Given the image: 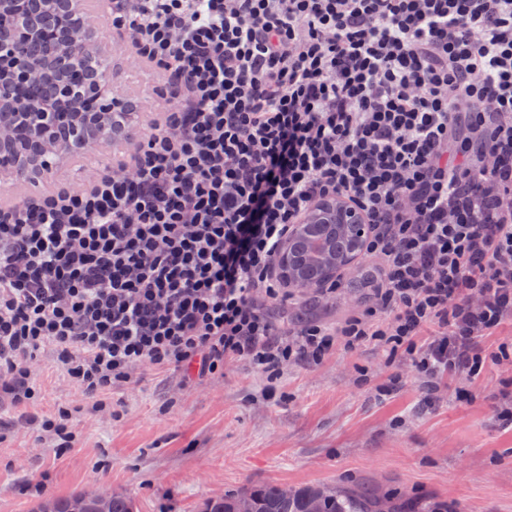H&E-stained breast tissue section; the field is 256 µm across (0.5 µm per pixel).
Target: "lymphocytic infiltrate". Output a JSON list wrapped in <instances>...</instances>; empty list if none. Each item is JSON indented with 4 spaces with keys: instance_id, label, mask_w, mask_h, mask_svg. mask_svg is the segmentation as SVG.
<instances>
[{
    "instance_id": "obj_1",
    "label": "lymphocytic infiltrate",
    "mask_w": 512,
    "mask_h": 512,
    "mask_svg": "<svg viewBox=\"0 0 512 512\" xmlns=\"http://www.w3.org/2000/svg\"><path fill=\"white\" fill-rule=\"evenodd\" d=\"M162 75L160 122L87 179L0 206V401L52 355L88 397L150 365L268 377L365 347L435 382L512 357V0H112ZM370 223L378 270L340 325L276 324L278 244L318 199Z\"/></svg>"
}]
</instances>
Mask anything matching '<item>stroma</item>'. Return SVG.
Listing matches in <instances>:
<instances>
[{"mask_svg":"<svg viewBox=\"0 0 512 512\" xmlns=\"http://www.w3.org/2000/svg\"><path fill=\"white\" fill-rule=\"evenodd\" d=\"M372 266L362 257L334 300L296 292L289 315L341 322L361 309ZM35 372L41 393L28 412L68 409L76 440L54 447L0 409V512L103 489L131 497L137 512H201L208 498L264 483L367 485L443 501L449 512H512V426L493 406L512 391L511 362L484 374L471 404L454 396L465 376H448L432 406L420 378L369 347L275 381L231 363L181 390L174 375L147 367L137 385L112 389L103 410L52 358Z\"/></svg>","mask_w":512,"mask_h":512,"instance_id":"obj_1","label":"stroma"}]
</instances>
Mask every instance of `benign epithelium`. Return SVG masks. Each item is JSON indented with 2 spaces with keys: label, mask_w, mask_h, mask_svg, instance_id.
Returning a JSON list of instances; mask_svg holds the SVG:
<instances>
[{
  "label": "benign epithelium",
  "mask_w": 512,
  "mask_h": 512,
  "mask_svg": "<svg viewBox=\"0 0 512 512\" xmlns=\"http://www.w3.org/2000/svg\"><path fill=\"white\" fill-rule=\"evenodd\" d=\"M369 232L364 215L341 197L324 199L293 225L277 266L291 288L317 289L354 268Z\"/></svg>",
  "instance_id": "1"
}]
</instances>
